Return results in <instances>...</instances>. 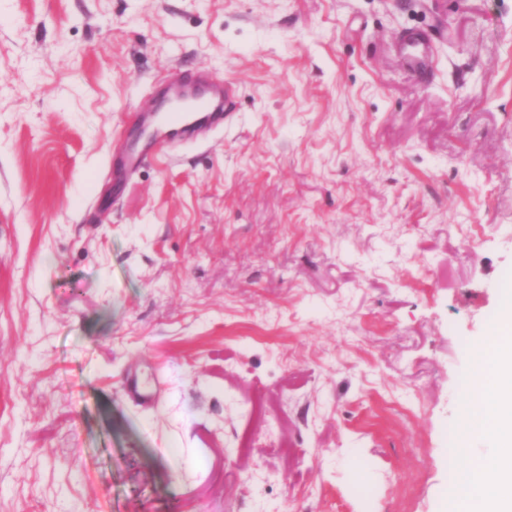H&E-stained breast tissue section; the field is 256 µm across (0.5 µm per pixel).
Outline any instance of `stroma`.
Masks as SVG:
<instances>
[{"instance_id": "35a3bbf8", "label": "stroma", "mask_w": 512, "mask_h": 512, "mask_svg": "<svg viewBox=\"0 0 512 512\" xmlns=\"http://www.w3.org/2000/svg\"><path fill=\"white\" fill-rule=\"evenodd\" d=\"M511 292L512 0H0V512H441ZM223 84L224 89L218 103L201 100L191 111L176 110L167 113L162 119L165 139L188 138L203 123L224 124V120L236 106L237 90L227 80H224Z\"/></svg>"}]
</instances>
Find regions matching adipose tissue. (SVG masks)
I'll return each instance as SVG.
<instances>
[{"label": "adipose tissue", "instance_id": "ef3b65f1", "mask_svg": "<svg viewBox=\"0 0 512 512\" xmlns=\"http://www.w3.org/2000/svg\"><path fill=\"white\" fill-rule=\"evenodd\" d=\"M459 422L456 477L445 490V512H512V297L501 309L493 344L475 358L473 386ZM474 428L496 440L492 452L470 451Z\"/></svg>", "mask_w": 512, "mask_h": 512}]
</instances>
